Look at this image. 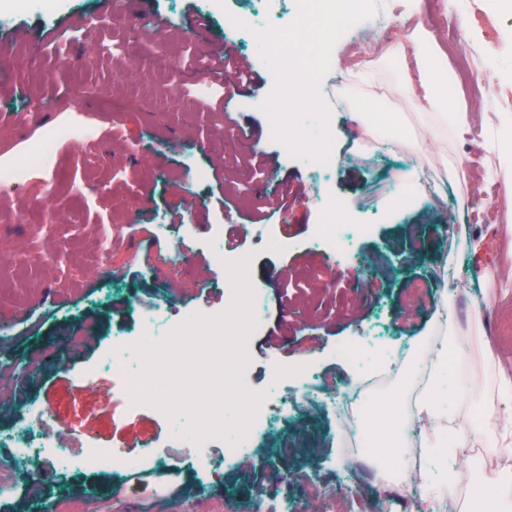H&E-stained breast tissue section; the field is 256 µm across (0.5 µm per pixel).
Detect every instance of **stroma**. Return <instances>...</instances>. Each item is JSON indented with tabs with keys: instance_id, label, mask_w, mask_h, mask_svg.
<instances>
[{
	"instance_id": "1",
	"label": "stroma",
	"mask_w": 512,
	"mask_h": 512,
	"mask_svg": "<svg viewBox=\"0 0 512 512\" xmlns=\"http://www.w3.org/2000/svg\"><path fill=\"white\" fill-rule=\"evenodd\" d=\"M447 1L413 0L401 13L399 39L421 24L442 45L438 64L455 73L451 103L467 113L466 126L449 127L419 85L405 86L382 61L390 38L381 21L395 0H377V22L337 42L320 85L336 156L316 184L307 163L284 155L271 137L262 109L269 73L251 38L227 37L224 0H128L120 8L110 0H51L46 9L0 0V59L10 62L0 69V167L42 149L46 136L56 139L43 167L19 170L0 192V367L44 362L15 382L0 375V430L23 426L37 402L72 436L90 432L104 445L163 458L153 486L126 473L75 467L62 474L46 463L37 494L0 501V512H251L259 498L285 495L295 512H342L356 499L368 512H432L398 479L381 480L383 449L347 483L346 440L324 401L357 377L338 353L342 344L374 333L385 349L399 350L438 330L471 341L470 356L448 366L464 377L461 412L512 417L497 377H512V0H455L452 15ZM478 11L495 15L497 26L459 44V18ZM107 13L110 26H90ZM215 52L251 66L252 84L229 101L220 80L203 79L192 64ZM364 53L368 84L357 76ZM477 85L483 98L473 94ZM372 97L400 124L392 150L374 152L350 119ZM22 112L31 113L29 124L13 121ZM231 126L241 135L228 140ZM256 144L276 167L262 180L232 164ZM414 167L421 177L411 178ZM410 180L414 188L397 196ZM441 182L471 202L469 215L431 203L425 188ZM328 193L345 223L372 227L343 251L312 241ZM281 194L287 210L270 213L263 197ZM434 224L458 232L436 238ZM233 229L264 295L247 386L274 392L293 410L234 465L205 473L171 421L130 409L129 392L99 362L113 335H137L156 306L173 321L222 309L230 281L212 246ZM271 232L286 248L266 245ZM451 276L467 290L443 320L436 305ZM490 276L497 293L488 298ZM291 279L300 290L286 291ZM79 332L83 342L72 345ZM308 362L319 401H303L292 384L272 389L274 364ZM470 456L451 490L453 512L478 508L469 489L486 450L471 448Z\"/></svg>"
}]
</instances>
